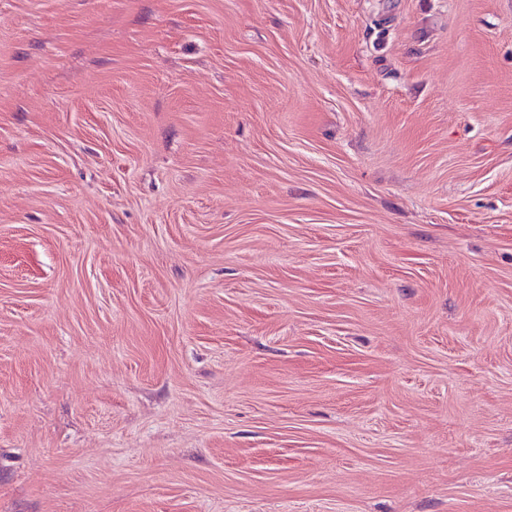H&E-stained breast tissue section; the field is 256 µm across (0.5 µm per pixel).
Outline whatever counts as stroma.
<instances>
[{"mask_svg": "<svg viewBox=\"0 0 512 512\" xmlns=\"http://www.w3.org/2000/svg\"><path fill=\"white\" fill-rule=\"evenodd\" d=\"M0 512H512V0H0Z\"/></svg>", "mask_w": 512, "mask_h": 512, "instance_id": "stroma-1", "label": "stroma"}]
</instances>
